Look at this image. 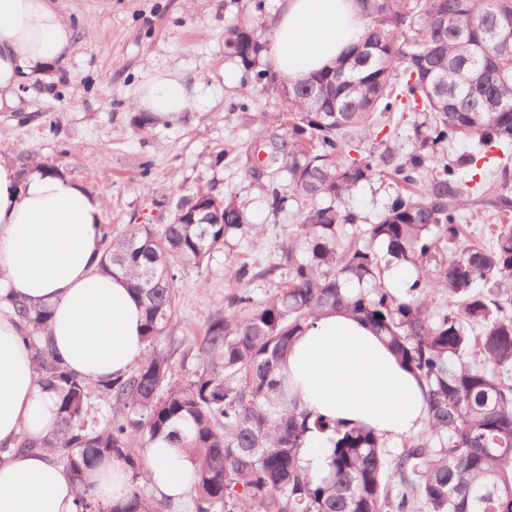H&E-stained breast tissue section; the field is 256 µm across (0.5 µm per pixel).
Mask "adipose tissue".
<instances>
[{"instance_id":"1","label":"adipose tissue","mask_w":512,"mask_h":512,"mask_svg":"<svg viewBox=\"0 0 512 512\" xmlns=\"http://www.w3.org/2000/svg\"><path fill=\"white\" fill-rule=\"evenodd\" d=\"M361 0H279L267 20L273 72L300 82L330 66L364 32ZM74 28L52 0H0V112L18 105L22 83L65 62ZM197 89L170 69L149 73L136 103L172 120ZM102 213L96 197L64 174L20 173L0 158V512H77L71 474L45 448L19 450L55 426V395L37 381L30 350L9 302L18 294L50 310L49 349L85 381L129 372L145 354L143 307L123 275L105 274ZM300 407L372 429L386 442L413 436L427 417L424 391L371 328L344 312L309 320L281 366ZM157 498L187 495L195 465L180 448L148 450ZM90 492L123 498L122 463L87 470Z\"/></svg>"}]
</instances>
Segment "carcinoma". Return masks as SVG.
<instances>
[{"label": "carcinoma", "mask_w": 512, "mask_h": 512, "mask_svg": "<svg viewBox=\"0 0 512 512\" xmlns=\"http://www.w3.org/2000/svg\"><path fill=\"white\" fill-rule=\"evenodd\" d=\"M359 47L331 68L284 87L252 25L224 45L252 84L282 101L290 145L263 182L277 215L300 200L299 222L273 260L230 270L224 305L201 336H184L195 367L173 378L163 348L181 325L177 283L224 254L229 240L260 233L217 185L181 198L166 224L102 228V269L142 298L147 354L127 374L86 384L37 342L48 311L15 303L40 384L57 398L50 448L77 483L86 467L120 461L127 497L105 503L79 489V512H170L138 482V458L163 441L193 458L188 512H512V174L493 155L512 147V0H365ZM395 112L421 113L417 147L351 156L356 128L398 129ZM459 138L477 142L448 156ZM387 167L403 192L367 223L347 207L359 184ZM479 181L474 190L467 189ZM481 197L500 224L485 245L444 250L463 235L462 211ZM416 271L409 298L386 287L385 269ZM277 291L260 299L251 285ZM345 311L384 335L424 387L423 427L389 453L374 431L338 433L331 476L301 465L305 436L336 425L299 408L280 365L309 319Z\"/></svg>", "instance_id": "obj_1"}]
</instances>
